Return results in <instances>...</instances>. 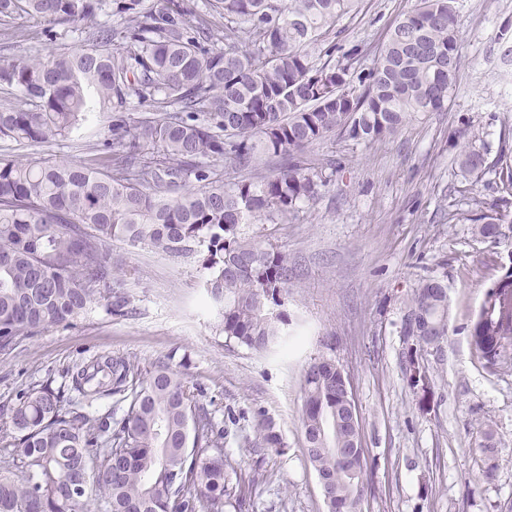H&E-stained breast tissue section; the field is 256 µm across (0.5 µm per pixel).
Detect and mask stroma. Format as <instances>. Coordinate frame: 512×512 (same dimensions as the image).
Segmentation results:
<instances>
[{
  "label": "stroma",
  "mask_w": 512,
  "mask_h": 512,
  "mask_svg": "<svg viewBox=\"0 0 512 512\" xmlns=\"http://www.w3.org/2000/svg\"><path fill=\"white\" fill-rule=\"evenodd\" d=\"M415 0H360L343 18L338 44L382 45ZM462 65L446 110L416 115L395 135L371 143L328 140L307 155L336 158V181L291 224H252L248 235L285 247L299 278L288 291L285 347L255 351L226 340L192 261L144 247L112 244L122 261L132 316L99 306L76 326L52 327L0 354V422L17 394L50 383L69 391L68 369L99 354L124 356L140 371L171 357L200 403L224 429V454L246 482L242 512H325L318 476L306 457L302 380L313 359L334 360L353 383L362 446L372 467L362 512H512V365L485 367L471 353L467 328L483 295L512 265V224L505 241L481 238L454 221L470 200L496 203L492 176L462 180L452 133L472 118L492 148L512 145V67L499 30L512 25V0H458ZM46 22L14 19L8 57L71 50L74 28L45 34ZM112 120L100 114L69 138L38 147L44 160L90 161L104 154ZM448 287L449 335L424 355L429 384L411 389L400 334L417 283ZM268 422L282 447L261 439ZM493 430L496 450L475 448Z\"/></svg>",
  "instance_id": "1"
}]
</instances>
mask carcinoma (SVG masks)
<instances>
[{"mask_svg": "<svg viewBox=\"0 0 512 512\" xmlns=\"http://www.w3.org/2000/svg\"><path fill=\"white\" fill-rule=\"evenodd\" d=\"M357 0H207L224 36L203 24L195 0L159 5L113 0L119 27L99 20L108 0H0L12 16L81 25L79 49L0 60V87L19 92L0 108V140L37 146L66 137L93 112H113L108 160L49 163L32 152L0 156V351L21 337L67 327L99 304L122 318L134 311L126 273L112 262L123 241L194 261L218 308L227 340L254 350L289 325L280 295L297 277L288 251L246 235L248 224H288L336 180V160L306 150L327 138L372 143L418 112L445 109L462 64L457 0H415L371 52L325 45ZM341 56H335L336 52ZM371 57L369 65L354 63ZM154 113L126 116L132 103ZM457 175H495L512 195V158L501 144L488 162L483 126L469 119ZM278 163L260 170L262 158ZM224 163L237 174L224 182ZM508 199L456 214L498 240L512 224ZM404 358L448 336L447 285L417 284L401 320ZM473 356L487 368L512 353V266L488 288L469 327ZM320 358L304 375L302 424L314 470L328 495L358 512L367 458L353 472L341 392ZM91 404L129 401L111 437L97 418L72 411L49 384L19 394L0 424V512H226L241 510L224 457V431L198 403L170 360L141 375L122 356L72 371Z\"/></svg>", "mask_w": 512, "mask_h": 512, "instance_id": "1", "label": "carcinoma"}]
</instances>
